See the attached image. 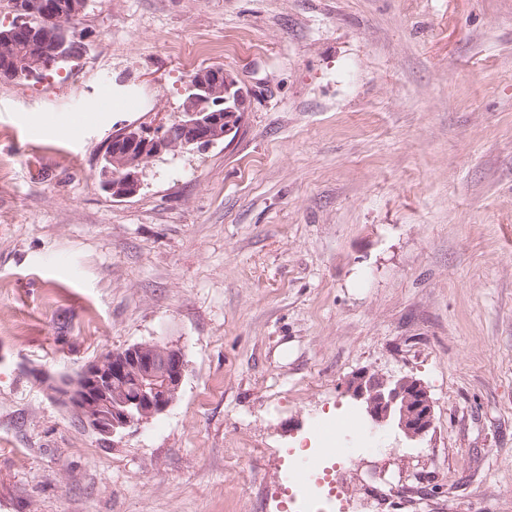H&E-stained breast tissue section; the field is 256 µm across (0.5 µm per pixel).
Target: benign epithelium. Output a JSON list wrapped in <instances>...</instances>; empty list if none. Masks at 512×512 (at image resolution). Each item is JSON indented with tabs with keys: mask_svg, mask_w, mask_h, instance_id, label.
<instances>
[{
	"mask_svg": "<svg viewBox=\"0 0 512 512\" xmlns=\"http://www.w3.org/2000/svg\"><path fill=\"white\" fill-rule=\"evenodd\" d=\"M88 0L52 4L49 32L29 24L26 8L18 7L17 26L37 35L50 47L18 76L33 80L43 70L73 59L74 42L85 36L73 21L81 16ZM182 112L176 130L166 125L154 129L125 126L112 133L101 171L104 187L114 198L136 195L141 188L140 168L164 152L206 147L240 132L249 108V93L225 70L206 69L192 77L183 90ZM117 171H112V168ZM185 372L180 350L161 343L134 345L112 352L84 366L74 376L33 374L51 395L69 406L92 431L114 437L165 411L176 400ZM352 395L363 402L375 427L392 424L406 438L425 437L434 425L433 403L423 383L411 376L387 378L361 372L349 381Z\"/></svg>",
	"mask_w": 512,
	"mask_h": 512,
	"instance_id": "1",
	"label": "benign epithelium"
}]
</instances>
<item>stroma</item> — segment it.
Here are the masks:
<instances>
[{
  "instance_id": "stroma-1",
  "label": "stroma",
  "mask_w": 512,
  "mask_h": 512,
  "mask_svg": "<svg viewBox=\"0 0 512 512\" xmlns=\"http://www.w3.org/2000/svg\"><path fill=\"white\" fill-rule=\"evenodd\" d=\"M87 50L0 81V512H298L328 428L341 512H512V0H90ZM235 138L141 166L194 71ZM180 348L166 412L109 438L30 374ZM412 375L433 430L372 428L356 372ZM223 66L199 72L183 90L182 112L174 125L153 130L125 126L113 132L101 171L104 187L114 198L136 195L141 188V165L164 152L206 147L236 136L249 108V93ZM115 166L119 171H113Z\"/></svg>"
}]
</instances>
